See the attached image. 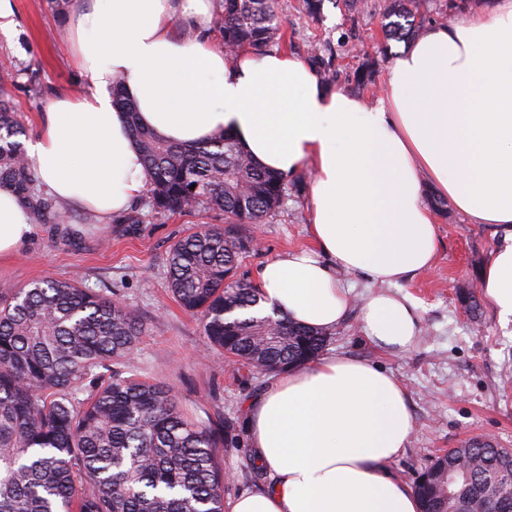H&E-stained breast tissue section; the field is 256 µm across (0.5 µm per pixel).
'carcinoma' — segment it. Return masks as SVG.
<instances>
[{
	"label": "carcinoma",
	"instance_id": "carcinoma-1",
	"mask_svg": "<svg viewBox=\"0 0 512 512\" xmlns=\"http://www.w3.org/2000/svg\"><path fill=\"white\" fill-rule=\"evenodd\" d=\"M424 6L385 0L380 52L416 38ZM222 7L225 49L280 42L277 0ZM378 68L366 57L359 90L375 85ZM123 84L115 77L112 95L147 169L154 217L211 208L226 224H262L278 212L288 177L257 166L226 129L200 144L160 138L138 123ZM23 135L0 86V188L32 219L61 221L25 162ZM247 250V241L218 227L178 239L167 257L171 292L209 342L253 374L313 362L336 328L264 312L262 290L235 278ZM459 295L479 322V298ZM143 331L137 310L65 280L0 288V512H224V432L209 418L185 416L171 386L138 376L130 355ZM413 489L421 512H512V448L472 439L425 467Z\"/></svg>",
	"mask_w": 512,
	"mask_h": 512
}]
</instances>
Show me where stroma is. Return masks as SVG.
<instances>
[{"instance_id": "stroma-1", "label": "stroma", "mask_w": 512, "mask_h": 512, "mask_svg": "<svg viewBox=\"0 0 512 512\" xmlns=\"http://www.w3.org/2000/svg\"><path fill=\"white\" fill-rule=\"evenodd\" d=\"M370 13L350 17L342 0H324L319 14H308L303 0H278L286 21L281 50L308 60L321 45L336 77L333 89L355 93L353 75L366 55L374 54L382 35L380 0H368ZM16 26L0 33V85L26 127L35 136L40 117L57 95H78L89 77L70 59L64 20L70 0H14ZM311 180L289 187L279 212L263 224L225 225L222 212L195 211L157 221L147 199L129 210L126 223H84V212L66 207L67 219L38 222L29 242L15 255L0 256V284L22 286L44 277L78 283L137 309L144 333L132 361L139 376L172 386L187 416L208 413L230 423L223 465L232 480L225 497L258 490L266 477L252 467L246 406L266 379L224 356L204 336L200 322L181 309L167 287L166 259L179 238L204 226H228L232 235L260 237L259 248L243 259L238 275L256 281L261 266L287 252L313 246L309 230ZM436 261L428 271L401 282L400 294L418 303L422 337L414 347L384 352L365 337L359 309L372 284L362 273H342L351 289V311L324 349L328 355L354 357L383 368L407 389L414 430L402 456L391 463L404 482L458 442L493 435L512 448V324L502 325L489 296H482L483 318L473 323L457 296L478 285L480 268L498 242L491 228L469 223L454 206L436 212Z\"/></svg>"}]
</instances>
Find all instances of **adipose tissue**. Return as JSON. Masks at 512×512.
Returning a JSON list of instances; mask_svg holds the SVG:
<instances>
[{"instance_id": "ef3b65f1", "label": "adipose tissue", "mask_w": 512, "mask_h": 512, "mask_svg": "<svg viewBox=\"0 0 512 512\" xmlns=\"http://www.w3.org/2000/svg\"><path fill=\"white\" fill-rule=\"evenodd\" d=\"M213 2L79 0L66 18L70 51L92 87L54 98L29 141L39 188L107 220L142 195L147 172L112 98L120 75L139 123L166 140L203 142L227 129L266 170L312 167L315 247L260 269L267 306L307 326H337L351 301L336 272H363L379 286L361 307L367 339L385 350L414 346L416 304L387 288L433 264L429 188L500 234L481 284L500 323H512V0H478L425 27L395 56L375 105L330 88L287 52L216 48ZM178 24L190 37L176 36ZM31 232L25 206L0 189V255ZM413 426L406 388L370 363L328 355L273 374L247 413L249 444L271 481L225 510L420 512L390 468Z\"/></svg>"}]
</instances>
